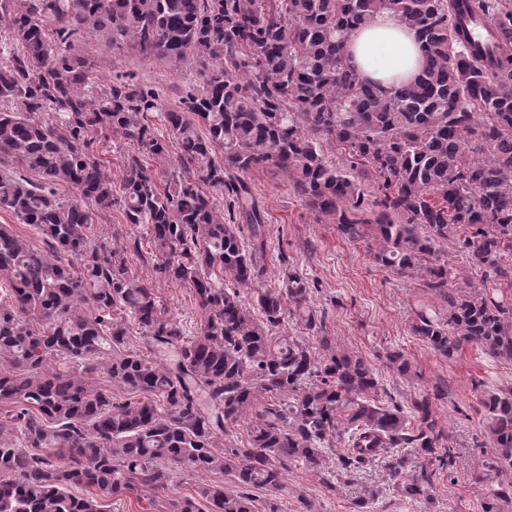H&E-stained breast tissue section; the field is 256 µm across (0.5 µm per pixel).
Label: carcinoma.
Returning a JSON list of instances; mask_svg holds the SVG:
<instances>
[{
    "label": "carcinoma",
    "instance_id": "cac0c4a2",
    "mask_svg": "<svg viewBox=\"0 0 512 512\" xmlns=\"http://www.w3.org/2000/svg\"><path fill=\"white\" fill-rule=\"evenodd\" d=\"M380 10L416 31L421 55L416 79L393 92L346 59L348 36ZM476 14L490 28L474 39ZM2 18L0 211L36 229L45 249L0 224V512H104L131 496L156 512H255L254 489L268 495L265 512H281L288 464L319 473L332 455L329 488L387 459L384 487L366 490L357 512L385 491L431 512L437 470L417 459L444 468L453 455L438 454L430 399L407 410L382 401L375 371L323 335L299 274L243 299L265 276L267 237L242 174L283 173L318 220L367 242L377 264L420 274L448 316L422 310L412 329L442 357L474 345L512 361V0H0ZM100 35L199 81L173 107L122 76L94 93L71 50ZM107 133L139 147L118 188L99 157ZM145 155L170 163L164 186ZM59 184L77 197L59 200ZM114 206L148 229L150 252L128 232L92 238ZM451 239L482 270L479 283L449 287L435 253ZM134 258L149 275L132 274ZM161 281L190 287L193 335L160 304ZM288 316L322 334L326 357L290 333ZM480 403L495 448L475 475L482 512H505L512 387ZM240 426L242 447L226 446ZM177 469L197 479L194 495L168 494Z\"/></svg>",
    "mask_w": 512,
    "mask_h": 512
}]
</instances>
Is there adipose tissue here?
Wrapping results in <instances>:
<instances>
[{"mask_svg": "<svg viewBox=\"0 0 512 512\" xmlns=\"http://www.w3.org/2000/svg\"><path fill=\"white\" fill-rule=\"evenodd\" d=\"M347 62L367 80L392 91L413 82L420 72V53L413 29L389 10L378 12L347 41Z\"/></svg>", "mask_w": 512, "mask_h": 512, "instance_id": "adipose-tissue-1", "label": "adipose tissue"}]
</instances>
